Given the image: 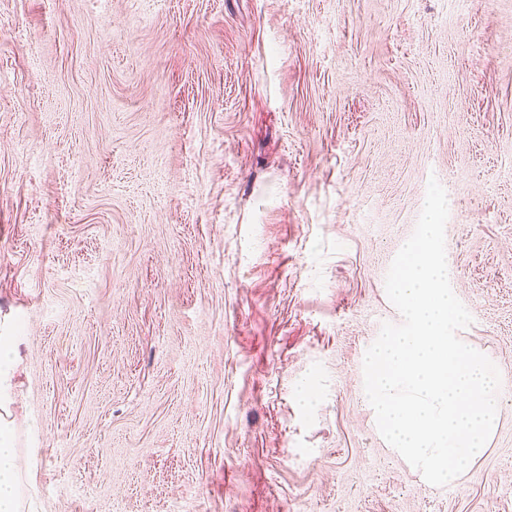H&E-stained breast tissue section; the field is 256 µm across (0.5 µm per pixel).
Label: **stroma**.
I'll use <instances>...</instances> for the list:
<instances>
[{
	"label": "stroma",
	"instance_id": "1",
	"mask_svg": "<svg viewBox=\"0 0 512 512\" xmlns=\"http://www.w3.org/2000/svg\"><path fill=\"white\" fill-rule=\"evenodd\" d=\"M433 177L511 389L432 488L363 356ZM4 317L35 512H512V0H0Z\"/></svg>",
	"mask_w": 512,
	"mask_h": 512
}]
</instances>
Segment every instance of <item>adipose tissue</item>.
<instances>
[{
    "mask_svg": "<svg viewBox=\"0 0 512 512\" xmlns=\"http://www.w3.org/2000/svg\"><path fill=\"white\" fill-rule=\"evenodd\" d=\"M18 341L13 326L0 323V512H31L35 490L34 451L22 447L12 417Z\"/></svg>",
    "mask_w": 512,
    "mask_h": 512,
    "instance_id": "1",
    "label": "adipose tissue"
}]
</instances>
